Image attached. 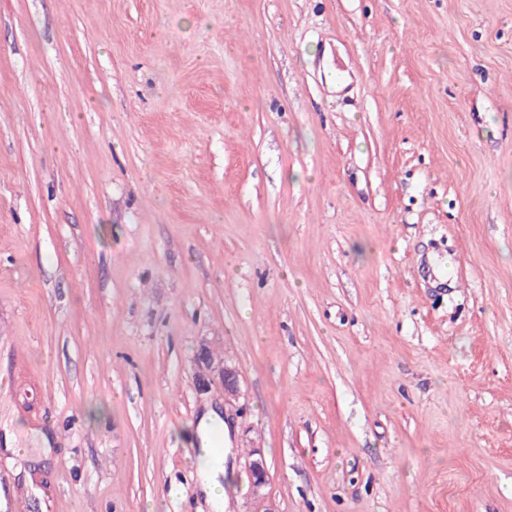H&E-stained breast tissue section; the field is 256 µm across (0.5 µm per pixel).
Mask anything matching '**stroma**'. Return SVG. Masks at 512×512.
I'll list each match as a JSON object with an SVG mask.
<instances>
[{
	"instance_id": "1",
	"label": "stroma",
	"mask_w": 512,
	"mask_h": 512,
	"mask_svg": "<svg viewBox=\"0 0 512 512\" xmlns=\"http://www.w3.org/2000/svg\"><path fill=\"white\" fill-rule=\"evenodd\" d=\"M209 405L224 512H512V0H0V512H207ZM219 426L223 429L224 437V422L221 420L220 415L212 408H207L199 417L195 433L199 441V449L203 453H208L209 448H213L214 439L211 437L212 430ZM225 450L216 454L196 476V488L213 512H222L225 498ZM259 457H255V456ZM246 469L249 474L251 484L255 494H259L260 489L266 484L268 477V469L264 458L257 450H253L250 454Z\"/></svg>"
}]
</instances>
